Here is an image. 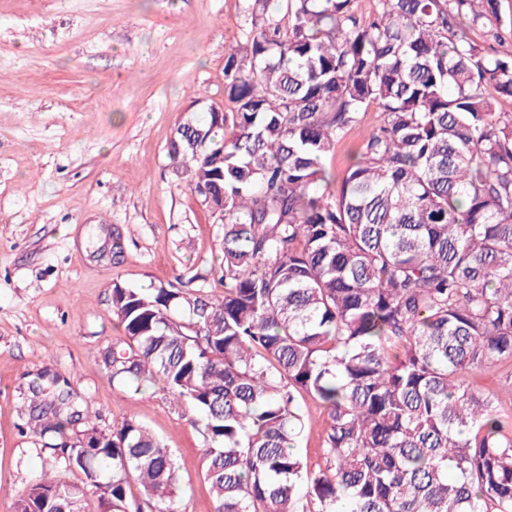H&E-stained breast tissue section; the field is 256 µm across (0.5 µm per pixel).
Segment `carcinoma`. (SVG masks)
I'll list each match as a JSON object with an SVG mask.
<instances>
[{
  "label": "carcinoma",
  "mask_w": 512,
  "mask_h": 512,
  "mask_svg": "<svg viewBox=\"0 0 512 512\" xmlns=\"http://www.w3.org/2000/svg\"><path fill=\"white\" fill-rule=\"evenodd\" d=\"M252 0L224 62L228 111L169 153L224 224V292L112 286V385L160 384L203 417L213 512H512V437L468 374L512 358V58L468 22L498 0ZM381 112L338 188L325 168ZM324 411L325 466L298 448ZM24 416L79 483L40 476L13 512H179L171 449L99 428L43 372ZM303 411L306 415V429L301 438L300 448L308 469L313 472L325 466V459L321 451V430L324 414L318 402L306 397L303 402Z\"/></svg>",
  "instance_id": "obj_1"
}]
</instances>
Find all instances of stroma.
<instances>
[{
	"mask_svg": "<svg viewBox=\"0 0 512 512\" xmlns=\"http://www.w3.org/2000/svg\"><path fill=\"white\" fill-rule=\"evenodd\" d=\"M479 20L495 42L512 24ZM251 25L248 0H0V512L41 473L69 482L57 453L24 434L43 369L67 377L104 429L140 423L174 452L181 512H212L197 411L159 386H112L102 351L122 336L112 286L219 281L224 227L199 202L168 147L179 123L224 99V61ZM512 433V359L470 374ZM309 470L324 467L318 402L305 398Z\"/></svg>",
	"mask_w": 512,
	"mask_h": 512,
	"instance_id": "35a3bbf8",
	"label": "stroma"
}]
</instances>
